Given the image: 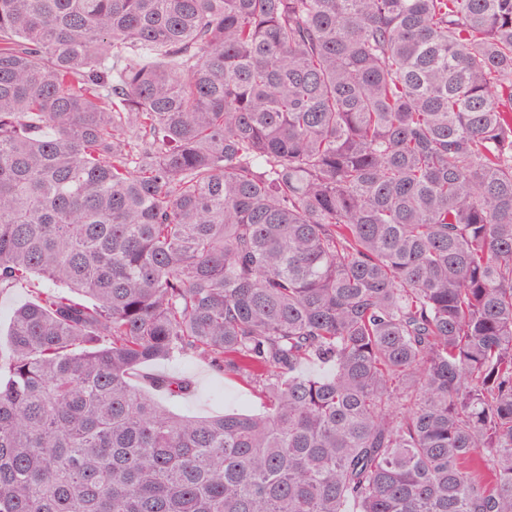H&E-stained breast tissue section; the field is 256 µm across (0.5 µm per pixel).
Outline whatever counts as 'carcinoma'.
<instances>
[{
	"instance_id": "cac0c4a2",
	"label": "carcinoma",
	"mask_w": 512,
	"mask_h": 512,
	"mask_svg": "<svg viewBox=\"0 0 512 512\" xmlns=\"http://www.w3.org/2000/svg\"><path fill=\"white\" fill-rule=\"evenodd\" d=\"M33 276L0 512H512V0H0ZM144 372L176 375L192 382V392L172 402L164 394L140 384L180 415L211 417L231 411L257 414L264 410V398L258 392L239 379L217 375L207 363L192 355L156 362L146 367Z\"/></svg>"
}]
</instances>
